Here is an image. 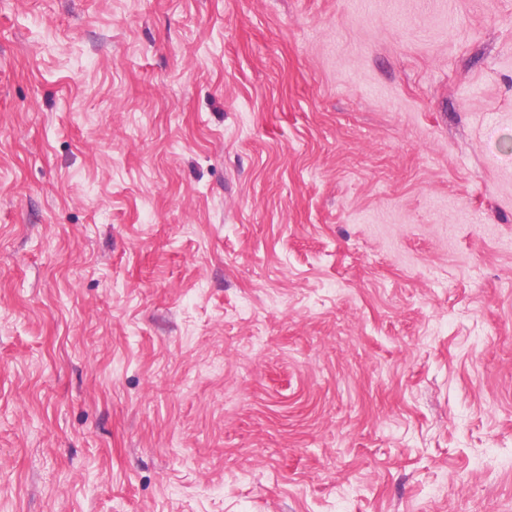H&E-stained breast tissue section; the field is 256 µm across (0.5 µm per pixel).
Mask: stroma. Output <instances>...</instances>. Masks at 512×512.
<instances>
[{
  "instance_id": "obj_1",
  "label": "stroma",
  "mask_w": 512,
  "mask_h": 512,
  "mask_svg": "<svg viewBox=\"0 0 512 512\" xmlns=\"http://www.w3.org/2000/svg\"><path fill=\"white\" fill-rule=\"evenodd\" d=\"M0 512H512V0H0Z\"/></svg>"
}]
</instances>
